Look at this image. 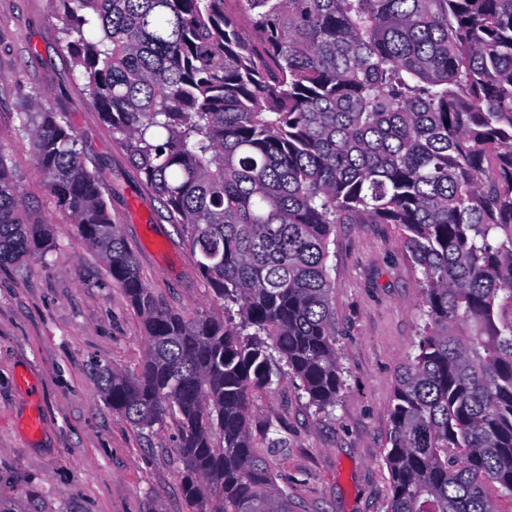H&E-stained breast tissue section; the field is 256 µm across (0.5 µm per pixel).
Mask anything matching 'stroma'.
<instances>
[{
    "instance_id": "stroma-1",
    "label": "stroma",
    "mask_w": 512,
    "mask_h": 512,
    "mask_svg": "<svg viewBox=\"0 0 512 512\" xmlns=\"http://www.w3.org/2000/svg\"><path fill=\"white\" fill-rule=\"evenodd\" d=\"M30 96L77 132L142 280L176 311L217 308L181 227L87 99L49 0H0V147L53 235L44 261L0 266V512H191L175 423L138 429L98 393V368L139 372L144 325L35 168L20 108ZM331 250L341 396L320 413L298 379L283 378L254 394L250 431L296 512H385L390 404L419 340V274L392 224L337 225Z\"/></svg>"
}]
</instances>
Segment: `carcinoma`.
<instances>
[{"instance_id":"carcinoma-1","label":"carcinoma","mask_w":512,"mask_h":512,"mask_svg":"<svg viewBox=\"0 0 512 512\" xmlns=\"http://www.w3.org/2000/svg\"><path fill=\"white\" fill-rule=\"evenodd\" d=\"M83 90L180 225L221 313L143 282L76 132L23 105L36 168L141 316L145 360L98 391L177 424L194 512H294L249 428L285 376L336 406L331 236L394 224L426 320L390 406L385 512L512 503V0H50ZM255 38L239 33L238 15ZM0 149V265L51 248Z\"/></svg>"}]
</instances>
